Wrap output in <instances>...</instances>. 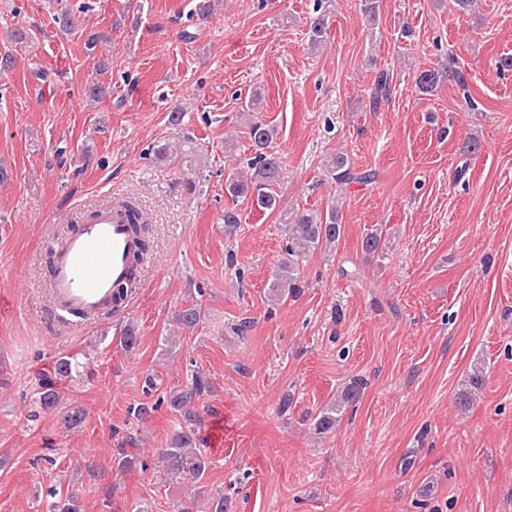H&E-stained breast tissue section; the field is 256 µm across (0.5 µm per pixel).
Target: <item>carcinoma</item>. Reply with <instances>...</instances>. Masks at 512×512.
Instances as JSON below:
<instances>
[{
	"mask_svg": "<svg viewBox=\"0 0 512 512\" xmlns=\"http://www.w3.org/2000/svg\"><path fill=\"white\" fill-rule=\"evenodd\" d=\"M332 0H316L314 16L310 19L308 28V43L316 47L327 40L329 28L330 6ZM453 80L461 87H466L465 78L453 62L442 69L422 70L416 76L415 84L424 94L435 92L441 82ZM390 78L386 71L377 73L374 87L370 94V107L377 108L381 100L390 96ZM264 95L261 88H253L245 99L241 111L256 113L261 110ZM250 147L253 156L248 158L246 166L230 170L224 177V192L231 201L248 198L260 211L276 213L285 226L288 244L286 252L288 260L283 262L270 284L269 295L272 299L285 301L299 291V273L297 259L327 244L336 242L341 235L342 225L338 223L336 210L323 215L321 213L304 209L290 211L283 206L281 194L277 190L279 185L281 161L270 146L276 137L273 126L265 123L258 117L249 118L248 122ZM194 150L190 141L181 143H165L156 149L158 157L168 159L177 158L181 154H188ZM327 173L335 182L348 185L351 183L369 185L375 182L377 172L373 170L355 171L350 167L348 157L339 153L326 164ZM130 224L134 233L140 240V252L132 262L136 269L141 264L144 254L149 252V243L146 239L147 223L142 220L140 211L131 203H125ZM201 308L197 304H190L176 313V320L182 328L191 330L199 323ZM39 407L44 411L58 412L60 423L66 428H76L83 424L85 411L78 406H60V394L55 389L54 382L43 379L39 383ZM362 381L354 380L346 386L336 400L323 407L315 416L313 426L319 434H326L336 428V422L346 407L352 404L360 395ZM212 391V383L203 371L197 370L191 374L187 383L171 388L166 396L151 403L141 402L128 411L134 420H144L151 416L158 405L167 403V406L180 418V429L173 435L169 446L159 452L160 471L169 481L191 480L199 483L205 477L211 465L207 450L203 447L200 436L202 419L198 406L205 396ZM117 469L128 471L136 467L145 466V462L136 450L119 449L118 457L114 459ZM49 512H82L79 498L74 494L55 498L49 505Z\"/></svg>",
	"mask_w": 512,
	"mask_h": 512,
	"instance_id": "cac0c4a2",
	"label": "carcinoma"
}]
</instances>
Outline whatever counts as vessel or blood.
<instances>
[{"label": "vessel or blood", "mask_w": 512, "mask_h": 512, "mask_svg": "<svg viewBox=\"0 0 512 512\" xmlns=\"http://www.w3.org/2000/svg\"><path fill=\"white\" fill-rule=\"evenodd\" d=\"M138 250L124 209L112 205L90 212L50 249L44 292L53 320L66 326L74 315L90 319L111 308L114 287L130 278Z\"/></svg>", "instance_id": "vessel-or-blood-1"}]
</instances>
